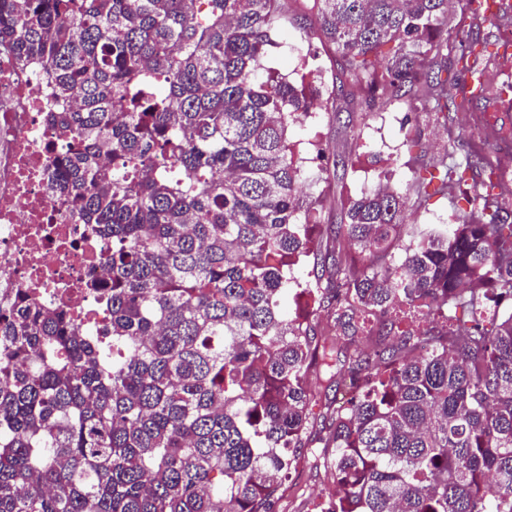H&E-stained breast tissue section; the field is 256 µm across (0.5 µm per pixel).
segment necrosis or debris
Masks as SVG:
<instances>
[{
    "mask_svg": "<svg viewBox=\"0 0 512 512\" xmlns=\"http://www.w3.org/2000/svg\"><path fill=\"white\" fill-rule=\"evenodd\" d=\"M53 106L39 72L0 53V299L31 291L44 307L63 305L102 325L107 318L85 283L106 280L108 248L47 191L50 164L65 144L45 122Z\"/></svg>",
    "mask_w": 512,
    "mask_h": 512,
    "instance_id": "necrosis-or-debris-1",
    "label": "necrosis or debris"
}]
</instances>
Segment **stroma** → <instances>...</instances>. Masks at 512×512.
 Instances as JSON below:
<instances>
[{
  "label": "stroma",
  "instance_id": "obj_1",
  "mask_svg": "<svg viewBox=\"0 0 512 512\" xmlns=\"http://www.w3.org/2000/svg\"><path fill=\"white\" fill-rule=\"evenodd\" d=\"M303 24L302 18L290 13L276 22L272 30L276 45L270 48L263 65L288 76L294 75L303 64L312 71L317 118L295 127L292 139L303 143L315 139L325 149L320 161L307 166L317 177L316 188L325 198L316 227L317 235L322 236L330 224L338 221L341 208L349 198L378 184L379 173H386L389 184L398 188L410 183L429 159L441 152L442 138L433 113L420 105L393 99L374 111L354 112L360 138L350 140L333 118L331 93L339 86L350 85L352 77L328 45L302 40ZM415 137L420 138L421 144L413 148L408 141ZM340 155L349 159L348 168L342 174L334 167ZM316 464L313 449H304L301 464L288 484V502L296 512H301L305 500L320 501L333 489L323 475L317 474Z\"/></svg>",
  "mask_w": 512,
  "mask_h": 512
}]
</instances>
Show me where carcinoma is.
<instances>
[{"label": "carcinoma", "mask_w": 512, "mask_h": 512, "mask_svg": "<svg viewBox=\"0 0 512 512\" xmlns=\"http://www.w3.org/2000/svg\"><path fill=\"white\" fill-rule=\"evenodd\" d=\"M448 2L311 0L304 37L335 45L352 101L447 118L475 98L448 54L474 80L512 68L474 52L475 0ZM280 8L0 0V46L59 102L47 190L110 244L86 284L105 327L21 291L0 307V512H277L321 418L336 492L307 512H512V187L453 138L464 162L350 199L326 283L298 280L322 200L288 137L307 73L257 76ZM461 185V223L404 229Z\"/></svg>", "instance_id": "carcinoma-1"}]
</instances>
